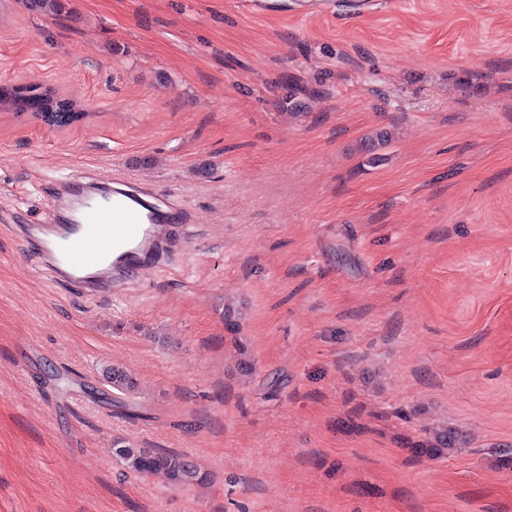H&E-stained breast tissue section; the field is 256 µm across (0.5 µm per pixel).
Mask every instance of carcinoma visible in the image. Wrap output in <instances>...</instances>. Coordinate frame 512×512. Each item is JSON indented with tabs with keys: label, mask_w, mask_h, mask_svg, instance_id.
Returning a JSON list of instances; mask_svg holds the SVG:
<instances>
[{
	"label": "carcinoma",
	"mask_w": 512,
	"mask_h": 512,
	"mask_svg": "<svg viewBox=\"0 0 512 512\" xmlns=\"http://www.w3.org/2000/svg\"><path fill=\"white\" fill-rule=\"evenodd\" d=\"M17 91L14 88H0V107L12 110H30L32 112H73L77 104L73 100L65 102V108H60L53 92L33 93L24 95V103L16 101ZM107 382L121 391H130L134 387L133 378L124 370L117 368L105 369ZM462 435L441 425L434 428L426 438L411 446L413 455L417 458H440L449 451L461 447ZM115 455L121 464L131 472L146 474L162 472L169 482L176 486L189 487L202 485L206 474L200 466L188 457L177 453H161L150 448H136L126 442L116 444Z\"/></svg>",
	"instance_id": "carcinoma-1"
}]
</instances>
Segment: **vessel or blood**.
<instances>
[{
	"label": "vessel or blood",
	"mask_w": 512,
	"mask_h": 512,
	"mask_svg": "<svg viewBox=\"0 0 512 512\" xmlns=\"http://www.w3.org/2000/svg\"><path fill=\"white\" fill-rule=\"evenodd\" d=\"M53 203L45 223L24 229L23 239H36L45 270L67 264L71 281L97 295L103 276L121 287L127 272L150 256L164 254L159 228L182 230L186 210L144 186L80 173L52 181Z\"/></svg>",
	"instance_id": "1"
}]
</instances>
